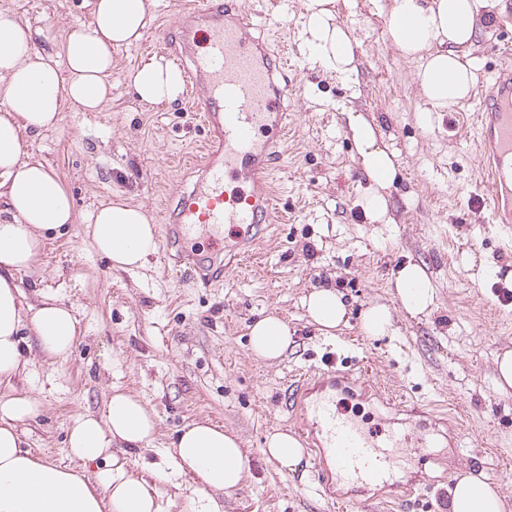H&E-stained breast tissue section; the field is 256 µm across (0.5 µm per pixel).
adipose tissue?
Returning <instances> with one entry per match:
<instances>
[{
    "label": "adipose tissue",
    "instance_id": "adipose-tissue-1",
    "mask_svg": "<svg viewBox=\"0 0 512 512\" xmlns=\"http://www.w3.org/2000/svg\"><path fill=\"white\" fill-rule=\"evenodd\" d=\"M334 0H306L304 43L327 74L351 78L354 49L337 24ZM156 0H91V18L67 24L62 38L50 28L32 27L10 11H0V382L27 366L22 331L30 329L36 352L65 360L80 333L79 321L60 298L42 296L29 303L17 283L31 270L47 234L84 222L92 248L113 269L146 267L156 251V227L138 206L117 201L79 219L64 180L49 165L33 159L34 136L56 130L66 107L99 111L112 92V53L139 42L154 22ZM494 0H394L388 33L407 58L418 60V83L437 111L452 110L475 86L469 49ZM142 103L154 106L177 99L181 71L152 57L129 73ZM362 169L374 190L364 208L375 221L388 213L387 190L396 169L376 144L373 129L352 114ZM396 294L410 314L424 312L434 293L422 266L404 264L394 279ZM310 320L325 335L342 324L346 309L336 291L322 288L305 301ZM291 343L280 318L257 319L250 328L252 352L279 358ZM35 413L25 396L0 397V512H161L157 483L189 476L191 512H222L218 496L239 488L249 458L236 436L206 421L185 426L159 460H147L154 438L153 413L137 397L113 388L102 416L76 418L68 432V454L80 465L71 470L42 462L24 447L22 424ZM143 457L140 472L128 468L130 456ZM92 476H85V469ZM451 512H503L496 493L476 477L454 485Z\"/></svg>",
    "mask_w": 512,
    "mask_h": 512
}]
</instances>
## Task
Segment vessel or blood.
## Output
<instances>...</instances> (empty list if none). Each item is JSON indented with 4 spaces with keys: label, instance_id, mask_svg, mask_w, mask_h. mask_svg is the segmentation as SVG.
<instances>
[{
    "label": "vessel or blood",
    "instance_id": "1",
    "mask_svg": "<svg viewBox=\"0 0 512 512\" xmlns=\"http://www.w3.org/2000/svg\"><path fill=\"white\" fill-rule=\"evenodd\" d=\"M254 20L244 7L197 0L191 19H178L174 48L190 62L188 79L202 95L195 101L205 138L191 160L198 173L193 188L176 192L174 209L164 214V246L183 247L203 281L224 279L228 262L249 257L255 228L278 216L271 176L283 158L288 129L285 100L294 82L286 50L271 51L254 36ZM480 166L489 186L491 213L505 236H512V66L494 76L477 114ZM233 229V247L220 235ZM208 234L210 259L191 249ZM360 367L335 362L301 375L288 393L298 421L294 432L312 455L319 487L338 512H352L356 497L337 493L340 485L400 488L408 457L429 458L428 441L414 429L366 425L346 410L342 398L368 387Z\"/></svg>",
    "mask_w": 512,
    "mask_h": 512
}]
</instances>
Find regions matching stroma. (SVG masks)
Wrapping results in <instances>:
<instances>
[{
    "label": "stroma",
    "mask_w": 512,
    "mask_h": 512,
    "mask_svg": "<svg viewBox=\"0 0 512 512\" xmlns=\"http://www.w3.org/2000/svg\"><path fill=\"white\" fill-rule=\"evenodd\" d=\"M392 0H335L336 21L354 46L355 80L324 73L303 49L304 0H242L265 38L287 43L297 76L287 151L274 190L288 220L261 234L255 255L224 274L221 286L193 279L154 254L147 268L112 269L80 224L45 240L37 264L17 281L29 301L63 298L80 322L81 339L62 362L36 361L0 397L36 402L26 442L41 460L69 466L67 434L86 413L102 414L113 387L139 397L156 420L153 447H171L178 431L208 421L236 434L251 468L241 487L222 496L223 512H331L312 482L313 461L295 469L263 453L267 434L288 429V385L334 359L360 364L396 399L427 403L431 451L441 472L478 477L512 512V389L496 385L498 357L512 350V315L499 312L512 291V243L493 223L473 165L476 137L466 99L432 112L418 90V62L388 35ZM141 42L113 55L112 95L100 111H64L58 130L32 141L35 158L64 175L80 215L121 198L143 207L152 223L179 184L204 132L189 93L171 103H140L128 74L149 56L167 57L162 30L192 0H157ZM32 26L90 17L86 0H0ZM494 25L471 48L477 85L489 83L500 55L512 54V0H497ZM361 115L377 144L393 154L390 223L373 222L361 203L370 183L357 164L348 113ZM421 265L434 302L412 316L395 293L402 264ZM331 288L347 321L334 336L312 324L304 298ZM387 305L391 333L368 335L362 316ZM281 317L292 342L279 359L255 358L249 326ZM460 429L463 448L446 433Z\"/></svg>",
    "instance_id": "stroma-1"
}]
</instances>
